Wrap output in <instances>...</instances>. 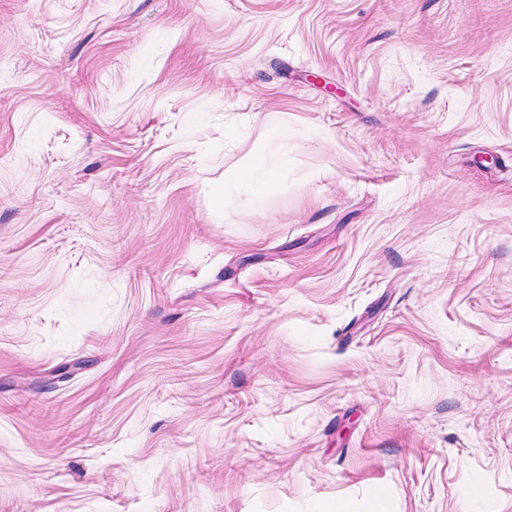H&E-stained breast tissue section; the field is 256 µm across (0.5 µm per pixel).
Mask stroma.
Instances as JSON below:
<instances>
[{
    "label": "stroma",
    "mask_w": 512,
    "mask_h": 512,
    "mask_svg": "<svg viewBox=\"0 0 512 512\" xmlns=\"http://www.w3.org/2000/svg\"><path fill=\"white\" fill-rule=\"evenodd\" d=\"M379 495L512 512V0H0V512ZM287 161L288 134L282 128H274L267 147L250 156L234 174L224 179V190L221 188L213 195L214 209L222 213L234 189H244L257 200L263 198L268 188L282 178Z\"/></svg>",
    "instance_id": "1"
}]
</instances>
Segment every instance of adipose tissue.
I'll use <instances>...</instances> for the list:
<instances>
[{
  "label": "adipose tissue",
  "mask_w": 512,
  "mask_h": 512,
  "mask_svg": "<svg viewBox=\"0 0 512 512\" xmlns=\"http://www.w3.org/2000/svg\"><path fill=\"white\" fill-rule=\"evenodd\" d=\"M288 161V135L280 128L272 129L267 147L250 156L231 176L225 178L223 190L213 196L216 211H224L230 191L242 189L254 199L263 198L268 188L278 182Z\"/></svg>",
  "instance_id": "1"
}]
</instances>
